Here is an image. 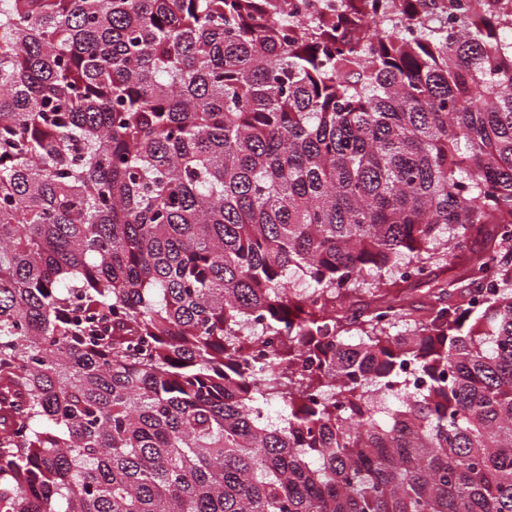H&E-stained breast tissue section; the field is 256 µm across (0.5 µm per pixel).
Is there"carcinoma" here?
Instances as JSON below:
<instances>
[{"label": "carcinoma", "mask_w": 512, "mask_h": 512, "mask_svg": "<svg viewBox=\"0 0 512 512\" xmlns=\"http://www.w3.org/2000/svg\"><path fill=\"white\" fill-rule=\"evenodd\" d=\"M347 2L0 0V512H512V25Z\"/></svg>", "instance_id": "obj_1"}]
</instances>
